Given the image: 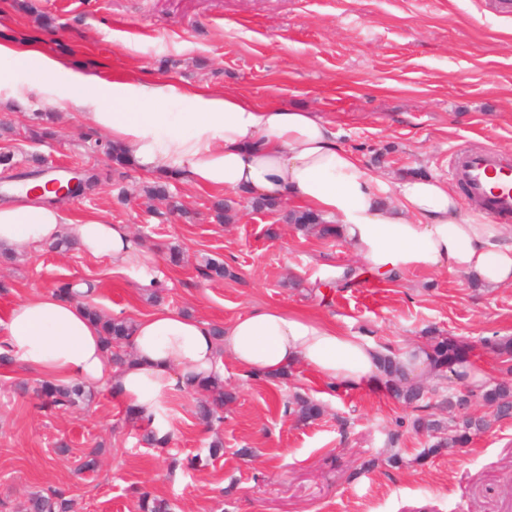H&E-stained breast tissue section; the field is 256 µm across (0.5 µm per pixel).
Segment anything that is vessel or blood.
<instances>
[{"label":"vessel or blood","instance_id":"b4317fda","mask_svg":"<svg viewBox=\"0 0 512 512\" xmlns=\"http://www.w3.org/2000/svg\"><path fill=\"white\" fill-rule=\"evenodd\" d=\"M452 176L465 184L468 199L493 215L512 214V164L492 147L453 153Z\"/></svg>","mask_w":512,"mask_h":512}]
</instances>
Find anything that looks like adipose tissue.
<instances>
[{
  "instance_id": "1",
  "label": "adipose tissue",
  "mask_w": 512,
  "mask_h": 512,
  "mask_svg": "<svg viewBox=\"0 0 512 512\" xmlns=\"http://www.w3.org/2000/svg\"><path fill=\"white\" fill-rule=\"evenodd\" d=\"M36 87L79 110L147 176L174 175L197 187L288 200L317 213L337 225L370 277L394 280L410 269H437L488 288L512 284V238L504 225L464 215L443 179L392 183L370 171L337 143L319 113L129 74L107 83L66 65L39 42L0 36V104L24 101ZM64 237L143 285L161 278L128 225L100 216L72 220L58 206L36 201L25 185L0 204V248L28 250ZM95 303L90 293L30 295L0 320V348L13 366L48 380L111 389L161 436L169 430L166 398L223 377L226 354L260 377L302 363L333 387L380 383V350L334 325L270 306L237 316L219 338L202 319L154 310L136 319L133 363L116 372L88 315Z\"/></svg>"
}]
</instances>
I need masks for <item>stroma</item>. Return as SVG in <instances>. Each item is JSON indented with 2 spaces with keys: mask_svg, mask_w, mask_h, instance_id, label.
<instances>
[{
  "mask_svg": "<svg viewBox=\"0 0 512 512\" xmlns=\"http://www.w3.org/2000/svg\"><path fill=\"white\" fill-rule=\"evenodd\" d=\"M0 0L7 35L41 42L67 64L109 80L133 73L177 86H209L319 113L338 143L371 171L448 178L453 147H493L512 161V15L497 0ZM53 22L41 25L42 18ZM87 121L64 103L31 93L0 108V201L17 176L50 169L100 175L92 192L60 199L70 217L99 214L130 225L151 249L164 285L139 287L105 258L44 248L0 257V319L18 300L60 284L93 282L97 306L137 319L169 307L226 325L251 308L275 306L335 324L398 353L429 335L474 342L483 382L501 378L483 338L512 337V285L495 290L464 275L408 270L394 282L345 288L358 260L343 239L289 223L293 207L255 208L237 196L231 221L213 209L217 190L168 181V199L147 208L149 177L116 171ZM179 262H172V254ZM226 274H205L207 258ZM36 374L0 377V512L27 497L64 490L76 512H139L148 492L173 512H512V419L466 447L417 463L422 436L389 435L412 417L383 389L333 392L305 365L284 378H255L224 361L234 394L224 420L194 413L200 391L165 402L170 440H140L126 408L95 391L73 412L38 409ZM302 395L324 415L302 425L282 403ZM224 453L211 454L213 442ZM100 448L97 471L81 470ZM253 449L250 457L238 456ZM405 464H387L391 454Z\"/></svg>",
  "mask_w": 512,
  "mask_h": 512,
  "instance_id": "35a3bbf8",
  "label": "stroma"
}]
</instances>
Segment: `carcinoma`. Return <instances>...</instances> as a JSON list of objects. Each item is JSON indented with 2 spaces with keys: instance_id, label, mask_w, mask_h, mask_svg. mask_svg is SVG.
Listing matches in <instances>:
<instances>
[{
  "instance_id": "cac0c4a2",
  "label": "carcinoma",
  "mask_w": 512,
  "mask_h": 512,
  "mask_svg": "<svg viewBox=\"0 0 512 512\" xmlns=\"http://www.w3.org/2000/svg\"><path fill=\"white\" fill-rule=\"evenodd\" d=\"M289 220L301 229L312 231L321 237L337 236L335 225L326 223L321 216L312 212L293 211ZM91 314L102 320L105 341L111 350L109 358L112 365L122 367L129 364L130 354L116 351L114 347L130 342L133 322L108 318L96 310L91 311ZM484 345L502 358L506 373L511 376L512 338L489 339L484 341ZM424 354L427 374L423 376L408 371L403 357L392 351L382 354L380 363L382 384L393 398L417 411L430 407L428 400L439 396L440 406L451 413L446 424L432 414L417 415L409 422L414 433L426 437L425 446L415 461L421 462L444 451L463 447L473 437L486 431L489 421L471 411L475 400L496 419L512 418V380L483 386L477 393H465L452 387L443 388L446 380L458 385L466 383L467 374L459 371V367L469 362V344L453 336H432ZM198 388L211 392L212 397L198 403L197 415L208 423L222 421L224 416L221 411L225 402L233 400L232 394L224 390L217 380L202 382L198 384ZM36 395L43 408L69 410L85 400L86 391L78 384L65 385L45 380L36 389ZM323 412L324 409L319 403L303 396L295 397L289 407V413L303 424L315 421ZM72 507V500L65 497V492L52 490L32 496L26 512H71Z\"/></svg>"
}]
</instances>
